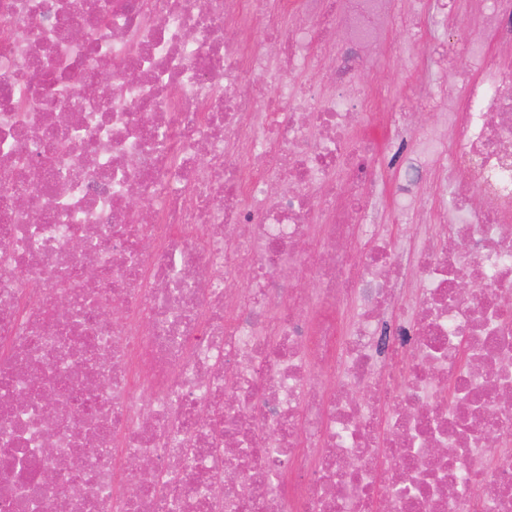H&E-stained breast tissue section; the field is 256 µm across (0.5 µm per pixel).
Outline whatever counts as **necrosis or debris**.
I'll use <instances>...</instances> for the list:
<instances>
[{
	"mask_svg": "<svg viewBox=\"0 0 512 512\" xmlns=\"http://www.w3.org/2000/svg\"><path fill=\"white\" fill-rule=\"evenodd\" d=\"M449 15L0 0V512H512V67L358 80Z\"/></svg>",
	"mask_w": 512,
	"mask_h": 512,
	"instance_id": "necrosis-or-debris-1",
	"label": "necrosis or debris"
}]
</instances>
